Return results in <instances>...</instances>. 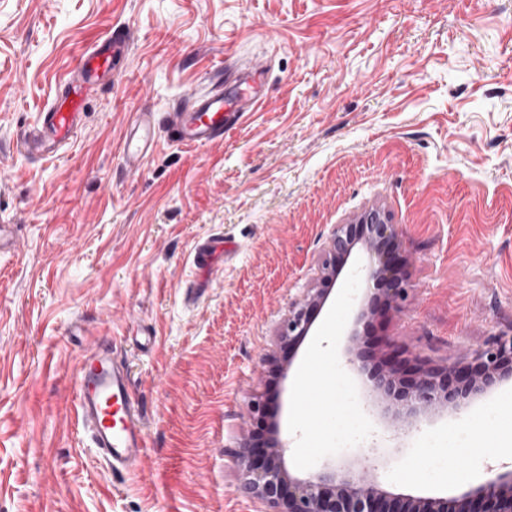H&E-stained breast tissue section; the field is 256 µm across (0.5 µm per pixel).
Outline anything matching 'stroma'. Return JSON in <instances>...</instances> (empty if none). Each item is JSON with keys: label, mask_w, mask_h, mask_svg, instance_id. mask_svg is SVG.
<instances>
[{"label": "stroma", "mask_w": 512, "mask_h": 512, "mask_svg": "<svg viewBox=\"0 0 512 512\" xmlns=\"http://www.w3.org/2000/svg\"><path fill=\"white\" fill-rule=\"evenodd\" d=\"M118 27L131 52L70 144L16 151ZM228 61L263 70L258 110L203 147L160 126L126 170L130 114L167 115ZM370 209L398 226L408 298L373 300L357 244L278 372L336 225ZM1 224L0 512H265L235 458L257 401L299 477L362 456L384 489L450 496L512 464V379L396 437L404 409L369 378L392 347L409 376L512 336V0H0ZM84 324L146 407L147 454L123 473L77 423Z\"/></svg>", "instance_id": "1"}]
</instances>
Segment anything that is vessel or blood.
<instances>
[{
  "label": "vessel or blood",
  "mask_w": 512,
  "mask_h": 512,
  "mask_svg": "<svg viewBox=\"0 0 512 512\" xmlns=\"http://www.w3.org/2000/svg\"><path fill=\"white\" fill-rule=\"evenodd\" d=\"M131 33L113 29L85 48L74 76L61 82L52 103L41 115L40 128L26 135L20 151L39 158L55 156L76 134L92 92L110 86L117 75L116 60L130 50ZM259 106L257 97L216 87L205 94L186 97L168 114L178 142L202 146L223 139L241 125ZM156 121L153 113H134L122 144V159L128 170L140 169L154 146ZM77 418L106 464L116 473L147 453L145 407L132 392L128 373L112 352L106 338L82 354L76 363Z\"/></svg>",
  "instance_id": "obj_1"
}]
</instances>
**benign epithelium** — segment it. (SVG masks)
<instances>
[{"instance_id": "7a95c632", "label": "benign epithelium", "mask_w": 512, "mask_h": 512, "mask_svg": "<svg viewBox=\"0 0 512 512\" xmlns=\"http://www.w3.org/2000/svg\"><path fill=\"white\" fill-rule=\"evenodd\" d=\"M398 238L397 225L375 209L364 212L355 224L337 225L329 241L322 283L339 274L354 247L362 242L370 252L362 278L377 287L385 301L398 305L410 291L400 275L405 259L398 252ZM327 292L318 288L289 310L281 334L288 350L307 335ZM400 366L395 352L390 372L371 373L377 396L402 403L409 417L420 409L456 410L502 377L512 376V336L497 337L450 366L420 369L407 380L400 377ZM284 452L279 440L256 435L237 455L244 489L270 512H512V469L476 485H461L450 498L414 497L379 488L361 458L298 477L285 467Z\"/></svg>"}]
</instances>
